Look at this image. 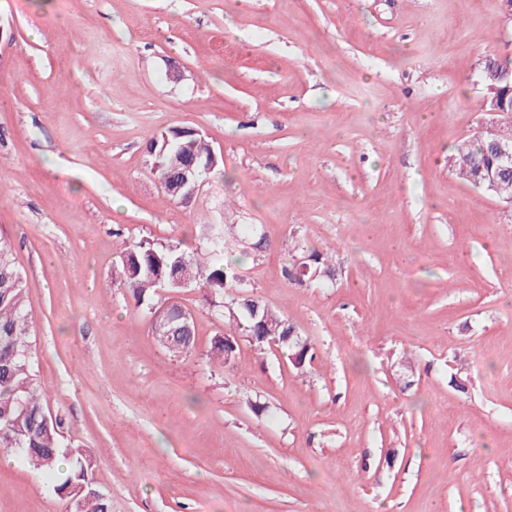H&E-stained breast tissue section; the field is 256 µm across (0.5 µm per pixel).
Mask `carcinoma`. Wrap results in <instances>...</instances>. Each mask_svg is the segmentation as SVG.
<instances>
[{
    "label": "carcinoma",
    "mask_w": 512,
    "mask_h": 512,
    "mask_svg": "<svg viewBox=\"0 0 512 512\" xmlns=\"http://www.w3.org/2000/svg\"><path fill=\"white\" fill-rule=\"evenodd\" d=\"M200 136L189 129L165 131L150 141L149 154L156 164L153 173L163 178L193 166L196 178L220 170L223 162L208 167L195 160L200 151ZM493 162L489 143L477 137L458 148L454 161L458 178L473 185L482 179L485 168ZM207 253L188 251L181 243H158L140 240L128 246L121 256L120 270L113 286L130 291L135 305L141 306L156 294L158 278L182 281L187 286L206 291L210 299H222L231 325L242 330L258 347H279L291 366L303 371L315 359L311 341L298 334L287 336L292 329L288 320L258 301V315L240 304L236 293L248 287L239 276L238 266L252 248L246 240L255 236L249 226L231 236L222 224L209 225ZM306 262L292 263L285 269L288 279L304 283L311 277ZM26 283L16 265L12 248L0 240V449L20 454L36 462L46 474L66 468L57 494L68 500L72 512H110L107 498L93 486L89 477L92 462L82 449L64 444L62 422L52 415L39 393L31 370V333L25 303ZM154 339L169 353L178 356L190 352L195 339L186 340L163 333ZM238 339L233 333L217 338L208 357L224 362V351L236 352Z\"/></svg>",
    "instance_id": "1"
}]
</instances>
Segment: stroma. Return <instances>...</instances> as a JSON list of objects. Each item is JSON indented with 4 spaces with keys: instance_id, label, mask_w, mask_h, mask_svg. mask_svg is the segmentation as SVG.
Returning <instances> with one entry per match:
<instances>
[{
    "instance_id": "obj_1",
    "label": "stroma",
    "mask_w": 512,
    "mask_h": 512,
    "mask_svg": "<svg viewBox=\"0 0 512 512\" xmlns=\"http://www.w3.org/2000/svg\"><path fill=\"white\" fill-rule=\"evenodd\" d=\"M495 56L501 0H0V237L111 512H512V208L453 173ZM179 128L223 154L187 205L148 154ZM211 224L265 234L241 272L309 337L305 372L244 337L208 365L198 288L152 298L194 316L171 356L113 287L132 241L200 250ZM58 482L15 458L0 512H69Z\"/></svg>"
}]
</instances>
